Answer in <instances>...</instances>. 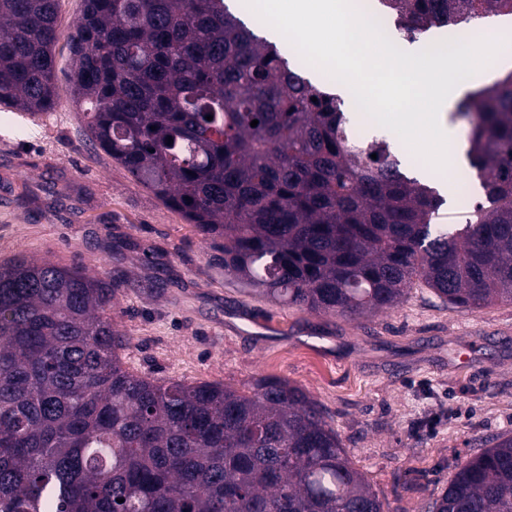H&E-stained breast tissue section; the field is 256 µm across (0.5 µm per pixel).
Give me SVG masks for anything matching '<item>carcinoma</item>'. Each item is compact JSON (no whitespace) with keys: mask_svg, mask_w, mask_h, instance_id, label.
Wrapping results in <instances>:
<instances>
[{"mask_svg":"<svg viewBox=\"0 0 512 512\" xmlns=\"http://www.w3.org/2000/svg\"><path fill=\"white\" fill-rule=\"evenodd\" d=\"M378 4L409 43L512 16V0ZM58 10L0 0L1 106L54 109ZM68 42L66 92L87 136L224 241V276L341 318L416 287L451 308L512 304V71L457 105L483 199L448 229L434 223L438 188L386 140L353 143L342 99L228 0H83ZM114 293L49 260L0 262V512H383L303 388L261 378L246 394L125 370ZM426 509L512 512V436L457 465Z\"/></svg>","mask_w":512,"mask_h":512,"instance_id":"obj_1","label":"carcinoma"}]
</instances>
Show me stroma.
I'll use <instances>...</instances> for the list:
<instances>
[{"mask_svg": "<svg viewBox=\"0 0 512 512\" xmlns=\"http://www.w3.org/2000/svg\"><path fill=\"white\" fill-rule=\"evenodd\" d=\"M26 255L116 286L127 370L248 392L280 378L321 403L386 512H425L457 464L512 436V305L452 309L427 289L359 319L268 302L94 147L83 112L0 109V261Z\"/></svg>", "mask_w": 512, "mask_h": 512, "instance_id": "stroma-1", "label": "stroma"}]
</instances>
